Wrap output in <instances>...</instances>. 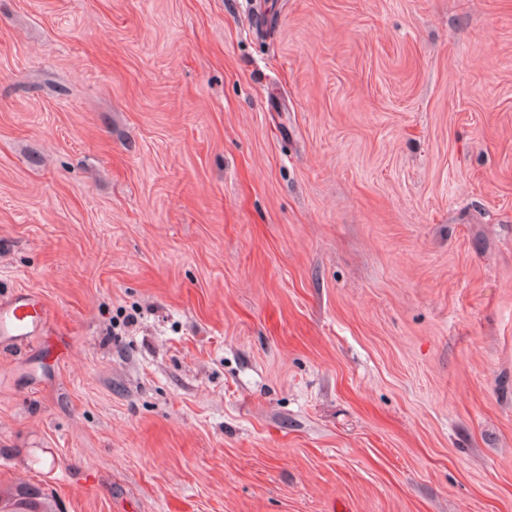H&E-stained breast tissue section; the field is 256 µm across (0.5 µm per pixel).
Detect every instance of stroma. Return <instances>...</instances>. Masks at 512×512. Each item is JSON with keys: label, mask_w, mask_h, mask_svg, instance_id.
I'll return each instance as SVG.
<instances>
[{"label": "stroma", "mask_w": 512, "mask_h": 512, "mask_svg": "<svg viewBox=\"0 0 512 512\" xmlns=\"http://www.w3.org/2000/svg\"><path fill=\"white\" fill-rule=\"evenodd\" d=\"M0 488L55 512H512V0H0ZM45 321V311L34 295H20L0 304V340L21 341L33 335Z\"/></svg>", "instance_id": "stroma-1"}]
</instances>
